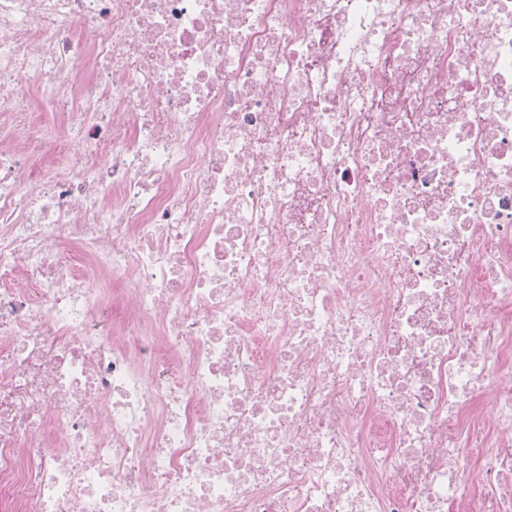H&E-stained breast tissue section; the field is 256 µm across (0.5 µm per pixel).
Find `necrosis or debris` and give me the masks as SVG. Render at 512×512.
<instances>
[{
    "mask_svg": "<svg viewBox=\"0 0 512 512\" xmlns=\"http://www.w3.org/2000/svg\"><path fill=\"white\" fill-rule=\"evenodd\" d=\"M0 512H512V0H0Z\"/></svg>",
    "mask_w": 512,
    "mask_h": 512,
    "instance_id": "4bbe7bcc",
    "label": "necrosis or debris"
}]
</instances>
